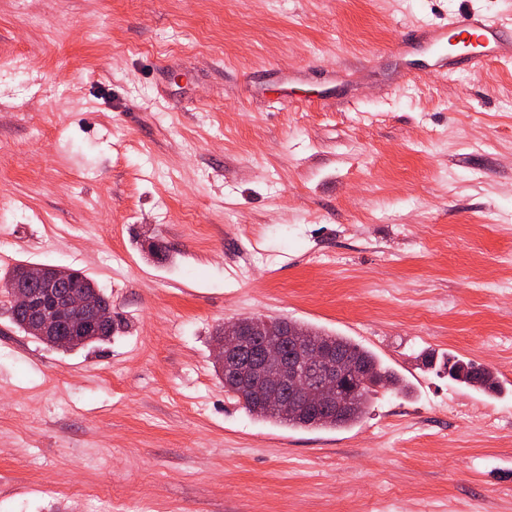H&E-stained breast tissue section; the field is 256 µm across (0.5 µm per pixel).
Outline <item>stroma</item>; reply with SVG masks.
<instances>
[{"instance_id": "stroma-1", "label": "stroma", "mask_w": 512, "mask_h": 512, "mask_svg": "<svg viewBox=\"0 0 512 512\" xmlns=\"http://www.w3.org/2000/svg\"><path fill=\"white\" fill-rule=\"evenodd\" d=\"M471 9L512 23V0H0V254L83 271L115 319L62 352L0 305V512H512V285L487 286L512 282V59L386 51ZM243 317L350 337L407 391L346 429L253 418L212 356ZM447 365L457 368H466L468 373L463 376L448 375L455 382L464 383L477 390H485L496 387V376L487 367L481 366L472 360L465 361L456 356L448 357Z\"/></svg>"}]
</instances>
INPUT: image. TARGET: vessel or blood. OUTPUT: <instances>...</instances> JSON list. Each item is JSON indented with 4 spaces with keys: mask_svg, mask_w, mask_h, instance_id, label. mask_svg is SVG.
I'll return each mask as SVG.
<instances>
[{
    "mask_svg": "<svg viewBox=\"0 0 512 512\" xmlns=\"http://www.w3.org/2000/svg\"><path fill=\"white\" fill-rule=\"evenodd\" d=\"M452 38L466 42L474 49L489 50L496 58L512 56V32L504 23L489 20L476 12L453 16L446 22L426 27L421 42L437 46Z\"/></svg>",
    "mask_w": 512,
    "mask_h": 512,
    "instance_id": "b4317fda",
    "label": "vessel or blood"
}]
</instances>
